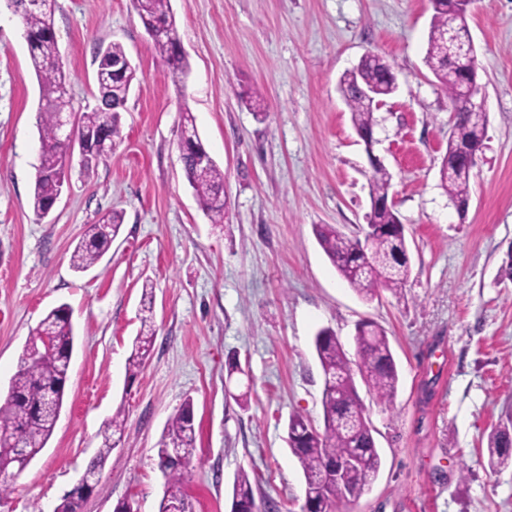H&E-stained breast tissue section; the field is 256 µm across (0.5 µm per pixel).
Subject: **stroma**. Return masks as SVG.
Segmentation results:
<instances>
[{
    "instance_id": "stroma-1",
    "label": "stroma",
    "mask_w": 512,
    "mask_h": 512,
    "mask_svg": "<svg viewBox=\"0 0 512 512\" xmlns=\"http://www.w3.org/2000/svg\"><path fill=\"white\" fill-rule=\"evenodd\" d=\"M190 71L175 82L132 0H55L54 28L76 111L98 94L99 46L122 44L139 81L123 139L91 167L73 163L55 209L30 204L40 88L19 18L0 0V395L44 316L69 307L74 347L65 404L45 448L13 482L0 512H52L85 472L116 409L125 429L81 512H159L156 444L185 399L196 457L193 512H230L247 472L258 512H302L304 477L286 443L291 414L322 427L317 331L355 358L356 325L387 332L399 370L392 402L359 393L382 459L377 479L338 512H512V468L491 471L488 434L512 417V0H474L467 26L488 113L466 215L440 186L452 116L424 62L429 0H171ZM368 54L398 88L380 108L373 149L339 92ZM264 95L257 117L247 95ZM189 108L224 170L228 215L212 224L183 169L180 112ZM393 175L411 272L402 294L362 300L313 228L354 235L371 208L369 155ZM124 224L78 273L70 256L108 210ZM156 337L126 369L144 283ZM237 374H228L229 364ZM247 392V405L236 394Z\"/></svg>"
}]
</instances>
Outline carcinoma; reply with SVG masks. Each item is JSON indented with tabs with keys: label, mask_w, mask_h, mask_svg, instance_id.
I'll list each match as a JSON object with an SVG mask.
<instances>
[{
	"label": "carcinoma",
	"mask_w": 512,
	"mask_h": 512,
	"mask_svg": "<svg viewBox=\"0 0 512 512\" xmlns=\"http://www.w3.org/2000/svg\"><path fill=\"white\" fill-rule=\"evenodd\" d=\"M430 3L433 15L425 63L448 92L452 109L456 111L439 171L440 186L452 202L464 203L470 198V174L457 164L456 147L485 139L488 117L467 106L466 100L460 97V89L471 78L462 74L450 58L451 48L444 42V36L454 27L467 29L469 3L468 0H430ZM13 5L14 14L33 37L29 57L45 100L36 116L40 154L31 198L32 209L41 218L67 181L69 145L56 135L55 128L59 116L72 111V103L54 30L55 0H47L42 6L31 4V0H13ZM137 14L144 27L159 25L165 29V36L152 41V45L173 78L182 81L189 72V63L184 55L176 52L180 37L169 0H144ZM124 57L126 52L119 43L98 49L95 62L99 104L77 117L81 129L100 134L101 157L122 140L120 112L137 80L133 67L123 72L112 70V61ZM391 74V65L384 58L372 55L360 68L343 75L340 92L358 135L371 133L378 125L375 101L387 98L397 89ZM360 82L372 87L374 97L367 98L358 92ZM193 121L189 108H184L181 142L185 177L212 223L222 224L226 214L224 169L213 160H202L204 145ZM392 179L393 175L383 165L372 167L369 177L371 211L361 235L349 237L331 224L314 226L320 247L339 275L366 300L373 299L381 288L401 293L410 275L404 224L389 202ZM122 224L123 213L111 210L97 223L88 225L72 252V268L84 272L95 266L111 248ZM143 311L146 315L140 318L141 326L127 359V371L131 375L144 367L155 341L152 307H145ZM354 340L358 356L355 362L347 357L331 329L322 328L317 332L314 347L323 373L328 377L322 392L323 430L313 429L310 421L300 414L288 420V449L297 459L310 490L316 493L313 503L305 504L311 512H336L337 505L357 501L376 479L381 467L380 453L374 450V429L364 416L356 377H361L376 398L390 402L397 391L399 371L383 328L371 321L359 323ZM73 341L71 315L64 305L49 311L31 332L30 343L40 347V354L20 359L7 394L0 398V430L12 432V437L0 439V495L10 490L7 481L22 455L41 451L53 432L55 414L63 406ZM124 427L125 414L119 408L112 414L101 446L86 468L90 476L99 474L121 441ZM511 447L512 430L506 425L493 429L487 436L488 466L493 470L511 466ZM195 448L193 401L187 399L168 420L157 443L158 464L165 465V492L160 512H192L184 485ZM357 450L361 451V457L346 471L341 482L323 483L326 472L337 461ZM80 506L81 491L75 490L62 499L54 512H79ZM255 509L252 483L248 474L241 471L233 484L232 512H255Z\"/></svg>",
	"instance_id": "carcinoma-1"
}]
</instances>
